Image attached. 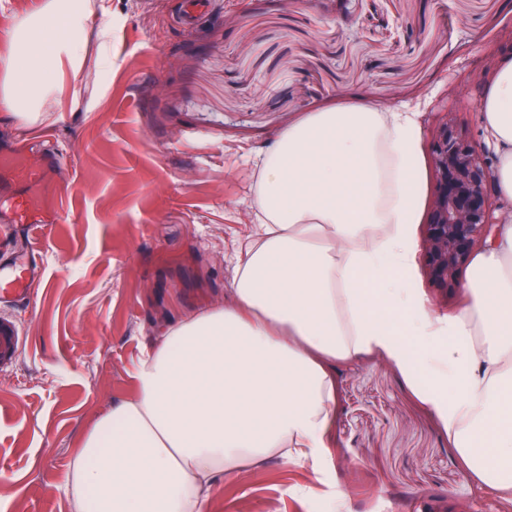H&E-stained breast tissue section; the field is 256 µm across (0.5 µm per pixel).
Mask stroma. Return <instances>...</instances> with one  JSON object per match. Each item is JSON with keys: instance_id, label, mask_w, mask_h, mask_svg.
I'll return each instance as SVG.
<instances>
[{"instance_id": "35a3bbf8", "label": "stroma", "mask_w": 512, "mask_h": 512, "mask_svg": "<svg viewBox=\"0 0 512 512\" xmlns=\"http://www.w3.org/2000/svg\"><path fill=\"white\" fill-rule=\"evenodd\" d=\"M112 66L91 109L18 134L0 112V155L46 168L44 278L5 307L20 342L0 367V512H69L62 479L82 435L131 389L167 323L223 300L252 237L259 163L310 113L369 98L418 108L423 130L452 108L475 145L465 80L512 0H110ZM413 20L405 28V20ZM512 512L469 477L402 376L366 355L336 366L322 471L271 458L231 475L208 512Z\"/></svg>"}]
</instances>
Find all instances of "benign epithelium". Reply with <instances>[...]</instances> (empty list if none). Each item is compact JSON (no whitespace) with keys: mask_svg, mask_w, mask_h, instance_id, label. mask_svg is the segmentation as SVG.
<instances>
[{"mask_svg":"<svg viewBox=\"0 0 512 512\" xmlns=\"http://www.w3.org/2000/svg\"><path fill=\"white\" fill-rule=\"evenodd\" d=\"M430 159L435 190L422 252L428 281L446 294L496 224L494 173L448 109L432 131Z\"/></svg>","mask_w":512,"mask_h":512,"instance_id":"obj_1","label":"benign epithelium"}]
</instances>
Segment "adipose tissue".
<instances>
[{
	"label": "adipose tissue",
	"instance_id": "obj_1",
	"mask_svg": "<svg viewBox=\"0 0 512 512\" xmlns=\"http://www.w3.org/2000/svg\"><path fill=\"white\" fill-rule=\"evenodd\" d=\"M107 0H18L0 43V112L44 123L101 71L85 32ZM495 190L512 202V57L478 103ZM428 199L419 111L371 102L310 114L264 153L259 222L229 298L168 324L132 391L82 437L64 477L71 512H206L217 480L270 457L320 470L337 364L379 356L408 380L480 486L512 498V217L468 265L459 304L415 283Z\"/></svg>",
	"mask_w": 512,
	"mask_h": 512
}]
</instances>
